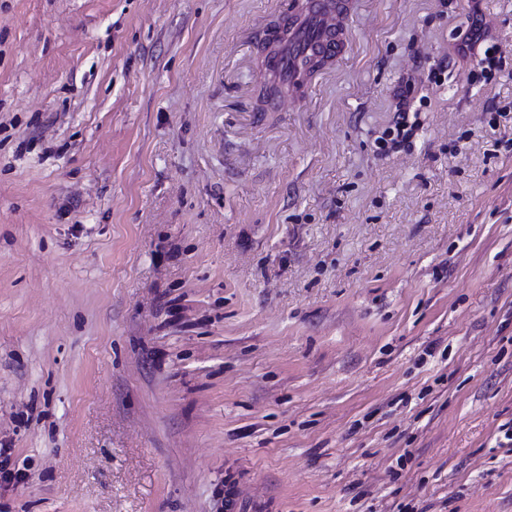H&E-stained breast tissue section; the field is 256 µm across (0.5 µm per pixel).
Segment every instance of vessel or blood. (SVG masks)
Returning a JSON list of instances; mask_svg holds the SVG:
<instances>
[{"mask_svg":"<svg viewBox=\"0 0 512 512\" xmlns=\"http://www.w3.org/2000/svg\"><path fill=\"white\" fill-rule=\"evenodd\" d=\"M353 11L354 0H298L266 35L272 50L264 61L265 77L289 91H304L314 72L304 68L303 58L333 57L345 37L342 24Z\"/></svg>","mask_w":512,"mask_h":512,"instance_id":"b4317fda","label":"vessel or blood"}]
</instances>
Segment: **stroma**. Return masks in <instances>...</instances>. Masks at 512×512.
Segmentation results:
<instances>
[{
	"label": "stroma",
	"instance_id": "obj_1",
	"mask_svg": "<svg viewBox=\"0 0 512 512\" xmlns=\"http://www.w3.org/2000/svg\"><path fill=\"white\" fill-rule=\"evenodd\" d=\"M292 2L0 0V512H512V0ZM354 11L353 0H299L288 15L266 34L273 50L264 61V76L288 92H303L318 71L305 69L307 55L330 59L343 45L341 28ZM288 34V41H280ZM470 20L465 31L458 38L455 48V58L469 67H482L489 62L491 64H501L499 58L496 63L491 58V48L488 46V33L483 24L482 13L479 8L480 0H471ZM410 87H400L394 95L396 100L395 112L392 124L386 129L383 137L380 138L378 148L386 150L388 145L397 147L409 142L413 134L414 122L409 121L410 111Z\"/></svg>",
	"mask_w": 512,
	"mask_h": 512
}]
</instances>
